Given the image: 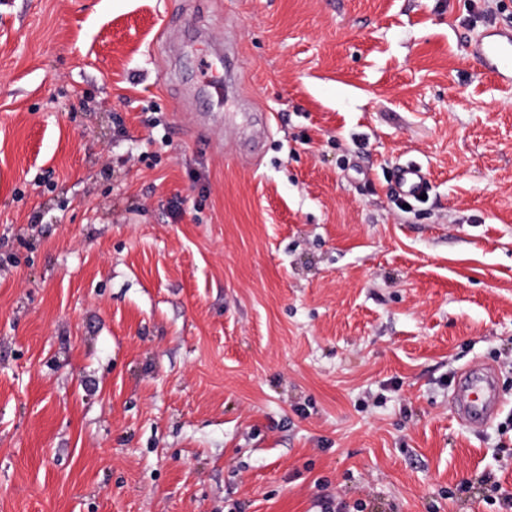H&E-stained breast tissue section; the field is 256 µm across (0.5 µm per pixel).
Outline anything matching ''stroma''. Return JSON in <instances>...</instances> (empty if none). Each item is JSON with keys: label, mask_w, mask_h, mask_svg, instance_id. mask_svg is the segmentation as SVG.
I'll use <instances>...</instances> for the list:
<instances>
[{"label": "stroma", "mask_w": 512, "mask_h": 512, "mask_svg": "<svg viewBox=\"0 0 512 512\" xmlns=\"http://www.w3.org/2000/svg\"><path fill=\"white\" fill-rule=\"evenodd\" d=\"M484 8L0 0V512H512ZM478 361L503 404L475 431L451 393ZM428 183V173L418 163L408 162L397 168L395 187L401 198H421L427 191Z\"/></svg>", "instance_id": "35a3bbf8"}]
</instances>
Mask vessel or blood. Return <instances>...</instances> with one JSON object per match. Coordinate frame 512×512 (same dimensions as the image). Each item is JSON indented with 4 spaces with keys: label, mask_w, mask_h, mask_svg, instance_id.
<instances>
[{
    "label": "vessel or blood",
    "mask_w": 512,
    "mask_h": 512,
    "mask_svg": "<svg viewBox=\"0 0 512 512\" xmlns=\"http://www.w3.org/2000/svg\"><path fill=\"white\" fill-rule=\"evenodd\" d=\"M471 55L501 82L512 85V26H493L469 42ZM428 174L418 163L398 167L395 187L401 198L418 199L427 191ZM459 419L468 426L479 427L496 415L501 397L492 375L480 363L466 366L458 375L453 393Z\"/></svg>",
    "instance_id": "1"
}]
</instances>
